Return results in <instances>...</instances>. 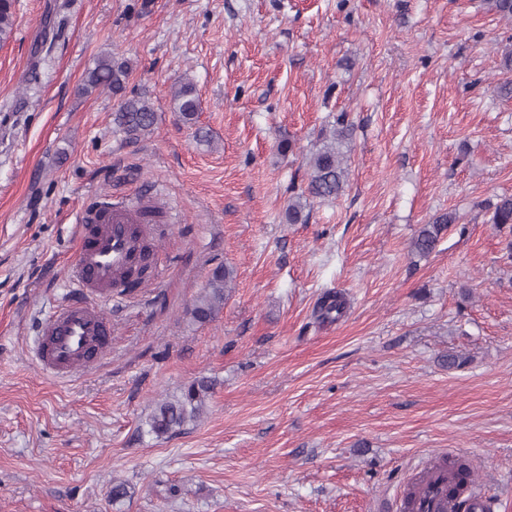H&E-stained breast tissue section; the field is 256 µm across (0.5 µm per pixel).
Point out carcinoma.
<instances>
[{"instance_id": "cac0c4a2", "label": "carcinoma", "mask_w": 512, "mask_h": 512, "mask_svg": "<svg viewBox=\"0 0 512 512\" xmlns=\"http://www.w3.org/2000/svg\"><path fill=\"white\" fill-rule=\"evenodd\" d=\"M14 27L12 0H0V42L6 41ZM130 72L129 63L117 61L111 57L99 56L93 67L86 72L79 93L89 95L96 90H108L119 98L115 111V122L131 138L137 139L152 131L156 123V112L150 100L143 95H126V81ZM173 100L181 121L190 124L198 112V95L193 82L187 80L177 84L173 91ZM349 128L345 125V116L336 119V128L323 138L321 145L309 158V180L305 195L318 199H335L344 191L346 170L343 163V147ZM303 195V196H305ZM298 196L288 204L286 219L295 224L303 218L301 199ZM493 223L509 228L512 232V196H503L493 204ZM456 215L443 213L430 224L422 225L411 243V251L425 257L435 249L441 233L455 223ZM233 271L227 267L216 268L207 287L197 297L190 315L193 320L205 323L212 320L224 305L226 292L232 288ZM343 302L339 297L328 294L320 303V317L331 314L341 315ZM213 384L207 379H198L183 387L180 393L167 396L156 402L149 418L150 431L163 436L180 429L190 422L198 420L203 408L211 396ZM458 484L450 489L449 497L457 500L456 512H473L468 500L459 499V492L467 484L469 467L460 464L455 469Z\"/></svg>"}]
</instances>
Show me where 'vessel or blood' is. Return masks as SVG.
<instances>
[{
  "instance_id": "b4317fda",
  "label": "vessel or blood",
  "mask_w": 512,
  "mask_h": 512,
  "mask_svg": "<svg viewBox=\"0 0 512 512\" xmlns=\"http://www.w3.org/2000/svg\"><path fill=\"white\" fill-rule=\"evenodd\" d=\"M147 233L139 208L132 203L120 205L107 198L82 212L77 226V260L69 275L74 297L48 319L37 347L44 373L67 376L109 349L112 322L94 298L137 279ZM453 478L449 469L430 467L414 490L410 512H451L448 484Z\"/></svg>"
}]
</instances>
